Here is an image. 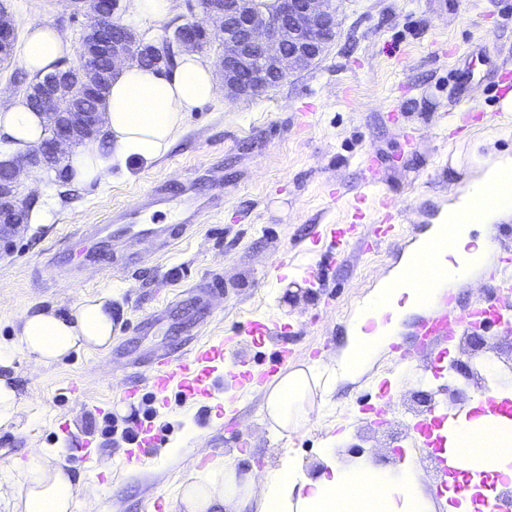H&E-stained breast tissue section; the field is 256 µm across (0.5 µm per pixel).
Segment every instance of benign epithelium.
<instances>
[{
	"instance_id": "1",
	"label": "benign epithelium",
	"mask_w": 512,
	"mask_h": 512,
	"mask_svg": "<svg viewBox=\"0 0 512 512\" xmlns=\"http://www.w3.org/2000/svg\"><path fill=\"white\" fill-rule=\"evenodd\" d=\"M74 14L92 18L80 35V58L75 65L62 64L54 76L36 92L38 108L47 119L49 134L45 141L25 153L0 160V242L8 243L25 223L33 199L18 191L25 172H48L66 150L94 140L97 115L77 106L69 112L55 109L57 98L73 80L82 83L85 96H98L106 85V73H123L145 60L159 62L163 55H180L185 50L200 51L218 40L223 51L215 66L222 79L224 97L229 100L253 97L302 72L326 51L334 29L333 0H224L218 5L201 6L193 0L191 12H199L205 21H187L168 35L148 40L135 29L110 23L115 10L110 0H67ZM17 29L11 14L0 11V54L14 48ZM472 351L467 362L454 363L451 370L464 383L460 387L441 388L448 406L466 399L465 387L482 389L487 375H512V362L499 367L491 358H483L486 349L482 330L461 336Z\"/></svg>"
}]
</instances>
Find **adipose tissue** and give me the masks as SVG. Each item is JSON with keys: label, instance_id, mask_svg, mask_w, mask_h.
Segmentation results:
<instances>
[{"label": "adipose tissue", "instance_id": "ef3b65f1", "mask_svg": "<svg viewBox=\"0 0 512 512\" xmlns=\"http://www.w3.org/2000/svg\"><path fill=\"white\" fill-rule=\"evenodd\" d=\"M70 45L50 26L32 21L26 30L24 63L30 73L53 70ZM218 82L201 57L184 53L173 74L136 65L113 82L105 115L107 150L78 149L68 163L76 179L92 183L109 179L113 166L129 160L151 161L179 137L187 112L211 102ZM0 135L22 149L45 136V119L24 101L0 110ZM512 207V157L499 154L473 180L442 219L458 225L448 252L433 255L432 262L454 270L466 280L470 267L486 254L485 238H474L476 225L494 223L500 212ZM410 264H403L363 304L350 326L348 346L335 365L306 366L282 374L266 389L265 412L274 433H302L313 423L314 392L328 393L336 378L359 375L389 343L407 314L417 310L420 298L399 282ZM109 294L82 300L69 314L51 309H29L20 320L17 346L0 344V368H9L16 352L39 365L59 362L71 352L112 342L115 325ZM485 396H476V415L449 421L443 434L451 466L483 476L512 481V420L485 410ZM337 439L322 448L323 467L308 474L302 459L290 457L264 475L260 495L250 482L240 480L228 460H215L207 469H191L181 485L186 512H222L226 504L255 502L256 512H431L429 501L416 487L415 458H406L396 469L382 468L369 460L343 463L336 458ZM21 478L11 469L0 470V512H73L76 495L99 501L95 484L74 485L65 465H49L44 451L30 454L21 467Z\"/></svg>", "mask_w": 512, "mask_h": 512}]
</instances>
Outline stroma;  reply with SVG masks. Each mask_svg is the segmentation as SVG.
Returning a JSON list of instances; mask_svg holds the SVG:
<instances>
[{"mask_svg":"<svg viewBox=\"0 0 512 512\" xmlns=\"http://www.w3.org/2000/svg\"><path fill=\"white\" fill-rule=\"evenodd\" d=\"M336 37L309 69L290 75L260 96L235 101L217 97L185 118L176 142L153 162L113 168L102 183H59L55 175H22L20 191L34 195L39 217L0 245V343L16 342L27 309L69 313L82 299L112 295L118 327L108 350L87 349L40 366L16 355L10 373L20 396L16 424L0 427V467L20 466L32 450L45 449L50 462H65L75 483H99L100 508L145 512L163 496L168 512H183L179 486L186 471L172 446L197 455L227 457L239 476L277 468L298 456L307 468L320 463L323 440L341 437L339 460H353L351 446L372 463L394 468L416 457L420 485L434 512H448L436 465L421 452L413 427L419 418L413 395L433 391L452 379L430 358L398 362L383 351L358 379L338 381L326 394L311 428L274 435L264 410L265 392L239 398L233 411L223 394L195 403L172 392L159 408L142 390L136 413L118 412L110 400L122 385L143 379L148 363L194 336L232 333L249 318H270L296 332L294 366L329 362L346 347L349 324L361 302L400 263L402 253L386 244L372 252L350 249L337 260L309 251L322 225L345 220L364 165L378 156L386 170L382 193L397 204L396 221L425 224L435 206H447L471 174L458 158L475 140L492 139V151L512 150V134L493 117L501 100L476 47L512 69V0H335ZM187 0H171L159 17L142 16L132 0H120L118 19L146 38L157 39L185 22ZM40 20L70 44L88 24L72 15L66 0H41ZM466 82L475 105L468 120L457 85ZM309 111L306 127L295 116ZM418 132L415 154L403 152L401 127ZM174 184L197 193L218 192L221 206L189 237L157 251L149 241L140 250L145 265L127 267L104 257L84 265L79 281L52 278L47 260L63 240L85 224L138 203L154 187ZM339 186V199L326 185ZM294 266L279 277L269 268L282 252ZM319 264L322 283L303 267ZM210 274L224 278V293L201 288ZM70 378L82 381L77 394L64 392ZM389 381L393 398L387 426L375 428L364 412ZM68 423L61 432L60 423ZM152 424L162 443L142 463L128 464L126 428ZM97 444L84 462L70 449L85 435ZM112 469L100 474L98 461Z\"/></svg>","mask_w":512,"mask_h":512,"instance_id":"1","label":"stroma"}]
</instances>
